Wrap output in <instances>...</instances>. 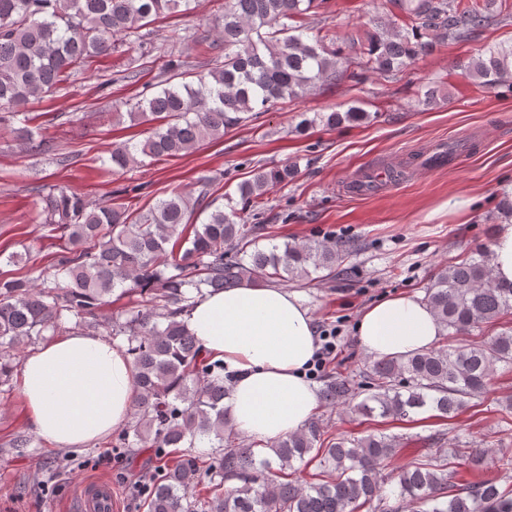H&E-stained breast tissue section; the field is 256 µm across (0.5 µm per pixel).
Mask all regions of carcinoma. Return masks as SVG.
<instances>
[{
    "label": "carcinoma",
    "instance_id": "1",
    "mask_svg": "<svg viewBox=\"0 0 512 512\" xmlns=\"http://www.w3.org/2000/svg\"><path fill=\"white\" fill-rule=\"evenodd\" d=\"M196 0H0V128L25 134L26 151L43 155L50 141L36 138L29 109L55 92L72 70L115 49L163 16L192 10ZM325 0H224V23L197 53L224 50V61L194 72L179 84L167 77L157 90L130 105L127 115L148 126L140 143L115 144L114 173L144 165V159L176 157L204 140L257 121L282 100H294L342 78L360 83L370 74L395 78L439 45L461 41L512 17L509 0H388L387 24L355 31L349 57L334 35H308L303 18ZM465 75L482 89L508 85L512 42L487 49L468 63ZM373 115L353 105L345 111L302 118L294 132L367 123ZM20 127H15V123ZM294 163L257 167L239 183V200L228 198L207 222L191 223L212 206L209 180L196 197L173 189L155 204L129 214L125 204L93 205L75 191L39 197L44 223L62 240L51 271L36 278L0 277V386L10 384L19 347L66 323L81 326L109 305L112 295L135 305L108 318L110 335L126 339L135 383L134 424L118 435V448L168 449L177 462L150 477L147 512H512V451L500 454L498 473L458 480L442 458L417 459L396 468V490L384 494L382 469L407 445L402 436L370 433L324 443L322 419L272 445L261 457L244 443L224 412V363L212 362L182 316L192 294L244 283L294 282L321 274L332 280L349 245L334 239L258 245L263 226L238 222L239 207L262 209L268 190L292 181ZM426 303L449 333L447 344L372 362L361 380L325 381L321 404L355 403L366 416L402 421L430 409L452 419L482 396L499 364L512 366V326L486 340L458 343L484 324L512 315V287L498 284L490 253L481 251L437 269ZM208 441L213 452H196ZM486 448L457 446L448 456L477 469ZM317 461L309 481L295 462ZM229 481L236 482L225 487ZM206 484L211 496L197 499Z\"/></svg>",
    "mask_w": 512,
    "mask_h": 512
}]
</instances>
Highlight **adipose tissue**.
Here are the masks:
<instances>
[{
  "instance_id": "ef3b65f1",
  "label": "adipose tissue",
  "mask_w": 512,
  "mask_h": 512,
  "mask_svg": "<svg viewBox=\"0 0 512 512\" xmlns=\"http://www.w3.org/2000/svg\"><path fill=\"white\" fill-rule=\"evenodd\" d=\"M207 355L236 379L224 406L235 427L273 443L302 430L317 407L305 369L316 350L315 328L296 292L241 286L196 296L184 315ZM442 326L415 295L367 308L357 336L377 358L433 347ZM28 423L62 448H85L131 420L135 396L123 346L94 331H71L30 354L22 366Z\"/></svg>"
}]
</instances>
